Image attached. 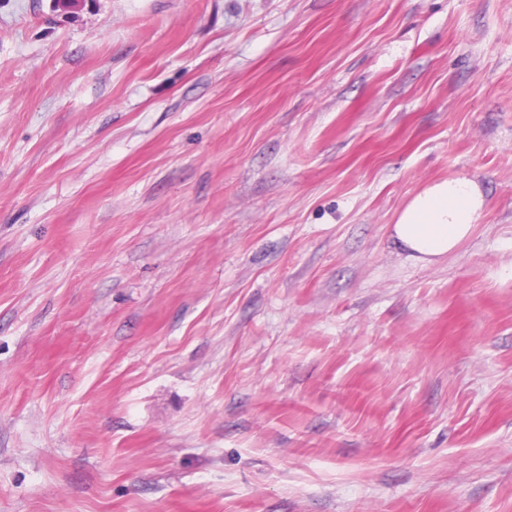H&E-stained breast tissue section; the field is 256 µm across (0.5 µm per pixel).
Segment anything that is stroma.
Segmentation results:
<instances>
[{
	"label": "stroma",
	"instance_id": "35a3bbf8",
	"mask_svg": "<svg viewBox=\"0 0 512 512\" xmlns=\"http://www.w3.org/2000/svg\"><path fill=\"white\" fill-rule=\"evenodd\" d=\"M0 512H512V0H0ZM480 185L468 177L436 182L416 194L393 227L395 243L422 262L448 255L482 216Z\"/></svg>",
	"mask_w": 512,
	"mask_h": 512
}]
</instances>
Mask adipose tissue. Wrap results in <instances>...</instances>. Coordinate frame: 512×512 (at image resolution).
Returning <instances> with one entry per match:
<instances>
[{
  "mask_svg": "<svg viewBox=\"0 0 512 512\" xmlns=\"http://www.w3.org/2000/svg\"><path fill=\"white\" fill-rule=\"evenodd\" d=\"M480 185L456 177L427 186L401 212L393 237L410 257L434 262L448 255L467 238L482 216Z\"/></svg>",
  "mask_w": 512,
  "mask_h": 512,
  "instance_id": "obj_1",
  "label": "adipose tissue"
}]
</instances>
